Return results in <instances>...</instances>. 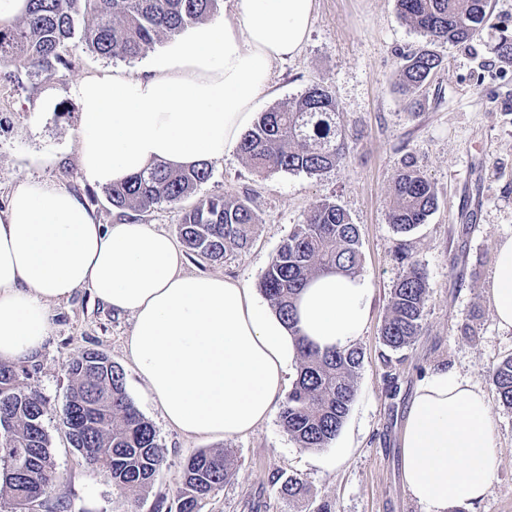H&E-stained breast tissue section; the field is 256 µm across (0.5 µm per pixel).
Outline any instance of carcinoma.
I'll list each match as a JSON object with an SVG mask.
<instances>
[{
  "instance_id": "cac0c4a2",
  "label": "carcinoma",
  "mask_w": 512,
  "mask_h": 512,
  "mask_svg": "<svg viewBox=\"0 0 512 512\" xmlns=\"http://www.w3.org/2000/svg\"><path fill=\"white\" fill-rule=\"evenodd\" d=\"M221 0H28L27 13L0 28V64L23 63L29 79L72 65L81 48L114 60H132L172 40L215 14ZM399 16L432 42L465 44L490 23L489 0H396ZM441 59L423 50L406 57L399 86L424 87ZM347 150L346 129L331 92L320 85L270 109L246 131L239 151L259 175L277 171L319 175L338 165ZM213 165L171 168L157 164L123 184L103 189L126 217L192 197L211 179ZM437 206L434 186L413 166L394 179L389 224L408 233L425 223ZM258 216L248 199L224 195L197 200L184 211L179 236L191 255L218 262L247 248ZM360 237L349 213L334 200L316 205L282 242L259 281L271 307L295 327V300L320 274L358 276ZM429 287L416 263L393 284L381 328L383 344L399 351L419 335ZM300 366L281 407L283 430L301 448L328 447L340 432L354 400L363 355L359 348L320 351L298 337ZM71 384L63 409L70 443L93 469L108 472L113 485L135 506L153 484L165 459L153 424L135 407L123 369L96 351L66 364ZM26 371L0 362V496L14 512L48 496L59 482L43 425L45 402L24 382ZM500 403L512 410V355L493 370ZM233 476L227 449L200 450L183 467L175 512H201L202 503ZM304 483L290 477L278 487L282 498L304 495Z\"/></svg>"
}]
</instances>
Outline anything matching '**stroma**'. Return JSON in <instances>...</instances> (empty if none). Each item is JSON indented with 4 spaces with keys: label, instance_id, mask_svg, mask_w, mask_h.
I'll list each match as a JSON object with an SVG mask.
<instances>
[{
    "label": "stroma",
    "instance_id": "1",
    "mask_svg": "<svg viewBox=\"0 0 512 512\" xmlns=\"http://www.w3.org/2000/svg\"><path fill=\"white\" fill-rule=\"evenodd\" d=\"M492 20L463 45L429 43L401 19L396 0H315L312 25L301 53L274 63L263 106L272 108L313 85L327 87L349 131V152L335 169L253 174L240 152L216 162L212 178L197 194L249 198L259 222L248 248L213 263L187 257L189 274H221L257 287L266 267L294 225L319 202L341 204L357 224L361 278L372 292L368 326L358 342L363 366L349 414L329 447H298L278 419L244 437L188 438L168 426L125 353L134 322L96 301L81 288L50 310L49 335L34 358L24 361L29 386L46 402L43 418L61 479L32 512H129L111 476L87 466L71 447L62 412L70 381L68 360L96 350L119 364L126 391L155 427L165 462L138 512L170 505L183 465L201 449L233 452L234 476L203 504L201 512H422L408 494L400 470V434L421 378L448 366L469 374L487 394L496 467L491 490L463 512H512V410L497 400L493 368L512 355V330L501 329L490 303L496 247L512 238V60L493 47L512 34V0H492ZM432 47L442 65L415 94L398 88L403 55ZM145 58L112 61L77 51L70 68L48 72L30 84L23 65L0 72V210L10 192L29 177L62 184L93 210L98 223L118 219L102 189L81 175L76 157L78 104L73 87L112 68L140 73ZM53 97L54 111L42 103ZM53 157L35 170L28 159ZM413 164L435 187L437 206L412 232H395L388 207L397 171ZM423 269L429 285L422 329L409 347L393 351L380 339L392 285L402 275L399 249ZM470 333H463L462 324ZM398 378L388 397L384 377ZM297 477L308 488L299 500L277 493V479Z\"/></svg>",
    "mask_w": 512,
    "mask_h": 512
}]
</instances>
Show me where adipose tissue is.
Wrapping results in <instances>:
<instances>
[{
  "mask_svg": "<svg viewBox=\"0 0 512 512\" xmlns=\"http://www.w3.org/2000/svg\"><path fill=\"white\" fill-rule=\"evenodd\" d=\"M314 0H235L233 19L191 32L141 74L83 79L78 167L108 187L151 165L214 163L251 128L273 63L302 50ZM175 241L153 225L104 226L66 188L30 178L0 212V361L34 356L48 306L80 288L131 315L127 357L164 421L187 437L244 436L270 421L299 356L296 335L319 349L348 348L371 317L359 277L313 278L296 312L299 334L245 283L191 275ZM491 301L512 330V238L495 254ZM495 455L485 393L453 367L424 376L401 433V471L423 512L469 505L491 489Z\"/></svg>",
  "mask_w": 512,
  "mask_h": 512,
  "instance_id": "ef3b65f1",
  "label": "adipose tissue"
}]
</instances>
